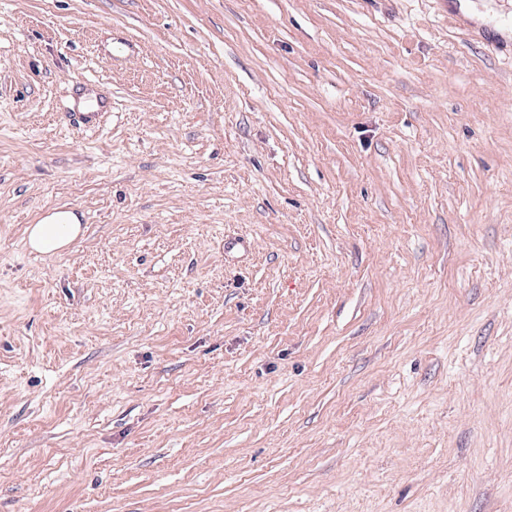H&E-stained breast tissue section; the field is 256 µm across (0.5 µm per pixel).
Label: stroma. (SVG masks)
<instances>
[{
	"label": "stroma",
	"instance_id": "1",
	"mask_svg": "<svg viewBox=\"0 0 512 512\" xmlns=\"http://www.w3.org/2000/svg\"><path fill=\"white\" fill-rule=\"evenodd\" d=\"M505 27L0 0V512H512ZM27 245L40 254L68 249L82 234L79 217L70 210H58L27 228Z\"/></svg>",
	"mask_w": 512,
	"mask_h": 512
}]
</instances>
